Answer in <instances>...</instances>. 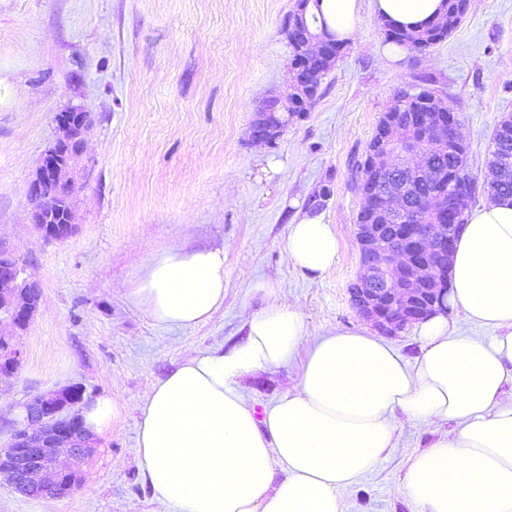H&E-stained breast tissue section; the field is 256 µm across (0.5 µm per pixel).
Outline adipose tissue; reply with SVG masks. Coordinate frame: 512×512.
<instances>
[{"label":"adipose tissue","instance_id":"ef3b65f1","mask_svg":"<svg viewBox=\"0 0 512 512\" xmlns=\"http://www.w3.org/2000/svg\"><path fill=\"white\" fill-rule=\"evenodd\" d=\"M442 0H320L337 40L354 41L361 13L411 30ZM338 241L322 216L289 225L286 258L324 278ZM450 303L480 329L458 334L444 314L418 330L407 360L366 329L315 337L299 382L263 409L242 385L296 359L307 334L297 306L269 302L244 321L245 337L185 358L152 383L138 406L143 476L176 512H343L341 494L373 471L404 423L440 426L407 456L404 491L417 512H512V198L467 212L448 266ZM126 299L171 328L207 322L224 304V252L157 256Z\"/></svg>","mask_w":512,"mask_h":512}]
</instances>
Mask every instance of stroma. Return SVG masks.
Returning a JSON list of instances; mask_svg holds the SVG:
<instances>
[{
	"label": "stroma",
	"instance_id": "stroma-1",
	"mask_svg": "<svg viewBox=\"0 0 512 512\" xmlns=\"http://www.w3.org/2000/svg\"><path fill=\"white\" fill-rule=\"evenodd\" d=\"M295 0H0V246L37 280L42 299L17 340L18 370L0 376L5 425L32 394L76 384L115 399L109 432L74 461L70 494L27 497L0 479V512H175L142 477L137 406L189 355L240 337L272 281L298 306L309 334L362 327L349 287L362 273L356 167L399 93L447 99L483 176L499 122L512 117V0H477L442 43L388 61L382 22L363 11L360 33L301 117L273 142L253 143L258 104L291 86L285 24ZM90 114L73 172L74 232L44 239L30 221L28 183L67 107ZM276 168H269V161ZM332 194L323 197V186ZM322 215L339 243L335 267L310 278L285 260L289 224ZM178 247L224 251V305L206 323L169 328L125 297L144 267ZM299 381V364L246 378L262 406ZM439 428L407 424L373 472L341 494L343 512H415L403 489L406 451Z\"/></svg>",
	"mask_w": 512,
	"mask_h": 512
}]
</instances>
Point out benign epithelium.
<instances>
[{"label":"benign epithelium","mask_w":512,"mask_h":512,"mask_svg":"<svg viewBox=\"0 0 512 512\" xmlns=\"http://www.w3.org/2000/svg\"><path fill=\"white\" fill-rule=\"evenodd\" d=\"M301 56L292 68L295 93L292 100L268 99L267 111L276 112L291 108L305 111L308 99L300 96L303 91H313L319 86L321 67L336 60V41L333 37L313 35L300 46ZM86 112L79 107H70L56 113L54 123L57 138L54 145L42 156L36 172L27 186V194L33 203L31 223L59 224L73 223V213L54 221L44 214V194L51 182H70V163L83 152L84 134L87 131ZM457 123L448 124V132L438 129L430 139L416 141L407 138L403 127L392 125L387 135L373 151V169L383 172L394 170L398 155L411 162L439 148L450 137L458 136ZM448 216L454 218L463 210L467 199L462 190L446 191L442 194ZM362 201L390 212L397 221L400 236L408 237L415 245L409 253L388 248L379 256L363 261V277L349 289L350 300L356 313L369 321L378 331L395 335L407 326L419 323L430 315L447 311L444 297L447 284L433 275L431 265L424 255L431 251L452 253L456 224H419L414 220L413 211L405 200L395 196L378 195L376 191H362ZM359 247L375 245L378 231L375 224H363L357 229ZM33 282L24 276V269L13 262L12 257L0 250V322L9 323L15 330H23L33 318L35 311L22 307L19 294ZM21 350L11 339L0 337V373H12L21 363ZM74 386L40 392L22 404L18 417L10 422V433L22 429L28 435H37L38 441L15 448L7 458V473L15 489L30 495L36 486L47 483L46 474L51 471L54 478L63 474L74 475L60 463L61 453L72 459L86 456L94 444V438L86 435L83 410L88 401H81L78 409V423L82 438L76 439L68 430L58 425L56 416L71 402Z\"/></svg>","instance_id":"1"}]
</instances>
